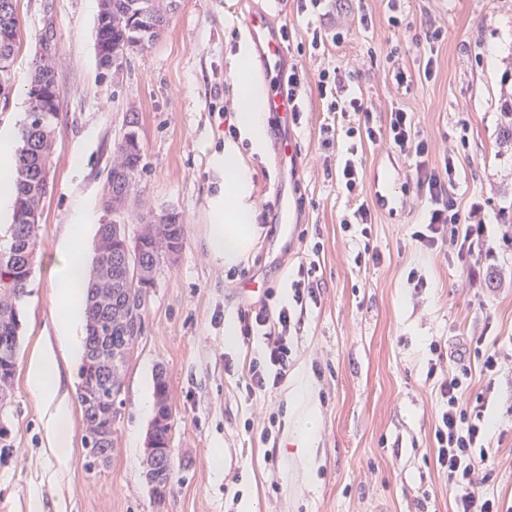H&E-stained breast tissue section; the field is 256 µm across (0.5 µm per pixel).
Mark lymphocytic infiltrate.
Masks as SVG:
<instances>
[{
  "mask_svg": "<svg viewBox=\"0 0 512 512\" xmlns=\"http://www.w3.org/2000/svg\"><path fill=\"white\" fill-rule=\"evenodd\" d=\"M342 82V77L335 71L324 70L318 75L317 89L320 97L330 98V111L350 112L361 118V133L369 141L387 137L390 145L409 160L417 185L429 203L427 222L421 230L415 231V240L431 250L452 243L458 259L466 260L485 229L483 225L470 223L449 193L455 181L454 160L445 159L440 169L429 167L428 144L413 132L409 112L401 108L392 110L386 130L376 129L370 123L371 112L364 98L336 101ZM242 321L243 336H251L254 329L260 328L267 340L266 363L250 368L247 390L261 391L276 386L288 369L290 348L287 333L293 322L290 309L281 308L273 318L262 307L244 314ZM428 374L436 379L442 403L441 416L434 431L436 465L448 478V488L454 494V512H501L499 501L480 489L483 482L480 467L488 461L491 448L487 440L484 408L469 406L465 396L471 376L469 368L463 365L441 370L433 365Z\"/></svg>",
  "mask_w": 512,
  "mask_h": 512,
  "instance_id": "lymphocytic-infiltrate-1",
  "label": "lymphocytic infiltrate"
}]
</instances>
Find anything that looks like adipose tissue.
Returning a JSON list of instances; mask_svg holds the SVG:
<instances>
[{
  "instance_id": "1",
  "label": "adipose tissue",
  "mask_w": 512,
  "mask_h": 512,
  "mask_svg": "<svg viewBox=\"0 0 512 512\" xmlns=\"http://www.w3.org/2000/svg\"><path fill=\"white\" fill-rule=\"evenodd\" d=\"M239 134L255 149H262L266 139L264 97L257 87H240L237 112ZM214 166L224 175V191L210 202L204 238L212 261L224 268L238 265L252 250L258 227L251 197V173L237 142L224 143L215 155ZM94 231L85 216H78L71 227L70 244L64 250V262L56 283L57 294L66 308L57 319L58 330L72 333L84 323L87 265L84 242ZM28 385L48 411L47 442L57 459L68 457L72 438L68 428L71 405L60 397V371L52 350L33 355L27 370ZM311 381L305 371H298L291 382V399L297 409V421L291 442L300 448L311 447L317 430L318 413L310 396Z\"/></svg>"
}]
</instances>
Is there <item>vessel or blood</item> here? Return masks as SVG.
<instances>
[{
    "mask_svg": "<svg viewBox=\"0 0 512 512\" xmlns=\"http://www.w3.org/2000/svg\"><path fill=\"white\" fill-rule=\"evenodd\" d=\"M246 28L252 35L255 51L259 57L260 74L264 79L267 91L264 96L265 108L271 117L282 119L292 110L284 88L282 59L285 55V45L272 29L270 16L262 11L248 15Z\"/></svg>",
    "mask_w": 512,
    "mask_h": 512,
    "instance_id": "1",
    "label": "vessel or blood"
}]
</instances>
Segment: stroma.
<instances>
[{"label": "stroma", "instance_id": "stroma-1", "mask_svg": "<svg viewBox=\"0 0 512 512\" xmlns=\"http://www.w3.org/2000/svg\"><path fill=\"white\" fill-rule=\"evenodd\" d=\"M179 0L162 37L132 55L118 74L96 64L98 0H16L21 45L12 91L0 99V129H19L28 109L32 61L51 36L62 88L60 134L50 165L49 191L37 255L22 305V328L12 405L5 421L12 449L0 457V512H453L447 477L438 471L433 433L439 402L427 376L438 358H457L476 340L494 348L499 365L484 376L470 359L467 396L489 413V438L498 450L483 467L482 489L512 506V0ZM264 8L275 31L287 32L285 65L305 73L297 121L268 126V145L240 150L252 172L257 242L236 267L213 264L203 238L208 201L223 188L210 165L223 150L224 125L236 120L238 56L254 60L245 16ZM400 26H392L391 15ZM369 17L362 25L361 17ZM442 32L427 44V28ZM342 31L341 42L332 39ZM320 48H313V36ZM433 75L423 79L425 64ZM339 69L350 92L368 101L374 126L391 110L410 112L429 146L430 166L453 158L450 188L472 223L485 224L473 261L496 252L487 277L470 279L451 245L428 250L412 239L428 207L415 174L388 141L352 142L348 119L335 117L316 83ZM413 78L398 85L396 69ZM138 116L143 154L137 192L122 220L129 235L143 212H176L184 226L173 263H161L144 311V328L127 364L122 419L107 466L89 468L81 406L69 427L73 448L58 461L47 446L45 408L30 391L31 356L52 348L60 393L77 397L80 359L55 327L53 284L70 224L81 212L103 223V188L113 145L127 113ZM336 135L324 139L323 125ZM289 139L296 162L276 159L270 144ZM362 160L364 192L352 200L338 183V163L350 145ZM82 168H75V156ZM386 185L387 203L376 188ZM292 201L294 221L282 224L275 197ZM372 214L370 236L347 218L358 203ZM377 262L356 263L363 249ZM316 262L318 288L287 336L290 374L306 370L320 420L312 448L290 442L294 406L289 376L270 389L247 393L248 369L262 361L261 335L227 342V323L244 310L292 302L299 264ZM424 281L415 286L409 273ZM169 383L174 413L175 476L164 499L142 476L151 418L141 410L156 368Z\"/></svg>", "mask_w": 512, "mask_h": 512}]
</instances>
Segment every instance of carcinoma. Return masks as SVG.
<instances>
[{"label": "carcinoma", "mask_w": 512, "mask_h": 512, "mask_svg": "<svg viewBox=\"0 0 512 512\" xmlns=\"http://www.w3.org/2000/svg\"><path fill=\"white\" fill-rule=\"evenodd\" d=\"M150 0H99L95 46L98 65L105 64L107 47L119 43L132 47L140 53L151 47L161 37L168 24V15L173 8H155L149 11ZM21 42V29L12 24L11 19L0 15V59L14 62L15 53ZM54 53L50 41H41V51L33 59V79L31 84L42 85L48 95L41 102L48 120L43 126L36 125L32 113H27L26 122L19 133L16 152L15 202L12 222L0 226V292L11 299L0 303V343L12 339L18 345L20 302L25 296L29 273L24 271V256L38 246L40 224L28 221L34 210L42 208L47 186L35 180L33 173L39 167L50 163L59 134L58 117L62 90L58 83ZM140 143L131 144L126 167L122 170L109 169L104 185L106 210L116 209L118 189L135 190L142 168ZM109 263L107 287L97 282L89 283L87 307L85 311L84 351L109 348L122 349L129 337L123 329L108 322L106 309L112 305H124L128 298L137 303L139 312H144L146 295L132 287L133 273L126 265L112 258ZM18 351L9 356L0 355V386L13 387Z\"/></svg>", "instance_id": "carcinoma-1"}]
</instances>
